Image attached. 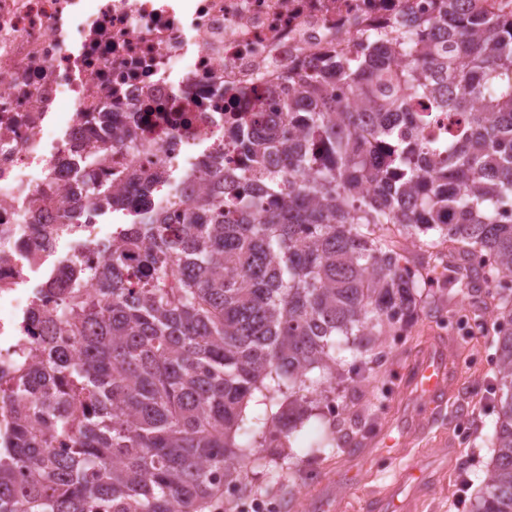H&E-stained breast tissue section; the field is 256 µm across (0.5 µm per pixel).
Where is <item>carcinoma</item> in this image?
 I'll return each instance as SVG.
<instances>
[{
    "mask_svg": "<svg viewBox=\"0 0 512 512\" xmlns=\"http://www.w3.org/2000/svg\"><path fill=\"white\" fill-rule=\"evenodd\" d=\"M481 2L443 0L394 47L288 77L295 95L228 130L246 163L215 167L206 192L182 198L164 172L142 185L171 198L128 224L127 249L150 242L141 267L115 250L73 274L35 316L40 365L0 389L17 414L0 512H207L241 483L253 393L288 394L264 437L283 447L311 396L329 399L336 336L407 335L437 310L418 271L439 267L448 295L497 311L484 331L501 395L472 512H512V15ZM84 191L128 210L108 183Z\"/></svg>",
    "mask_w": 512,
    "mask_h": 512,
    "instance_id": "1",
    "label": "carcinoma"
}]
</instances>
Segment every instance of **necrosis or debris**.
Listing matches in <instances>:
<instances>
[{
  "instance_id": "obj_1",
  "label": "necrosis or debris",
  "mask_w": 512,
  "mask_h": 512,
  "mask_svg": "<svg viewBox=\"0 0 512 512\" xmlns=\"http://www.w3.org/2000/svg\"><path fill=\"white\" fill-rule=\"evenodd\" d=\"M440 0H0V373L31 369L32 318L72 271L123 244L84 184L109 182L138 211L141 175L207 156L233 118L272 111L291 75L436 15ZM112 152L102 145L112 142ZM78 223H68V215Z\"/></svg>"
}]
</instances>
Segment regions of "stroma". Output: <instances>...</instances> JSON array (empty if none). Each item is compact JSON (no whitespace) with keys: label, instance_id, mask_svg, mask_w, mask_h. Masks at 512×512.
Masks as SVG:
<instances>
[{"label":"stroma","instance_id":"stroma-1","mask_svg":"<svg viewBox=\"0 0 512 512\" xmlns=\"http://www.w3.org/2000/svg\"><path fill=\"white\" fill-rule=\"evenodd\" d=\"M370 354L380 356L376 376L354 380L351 369L359 354L340 352L332 382L336 415L321 405L301 416L286 445L288 460L274 449L253 448L247 477L224 505L244 508L271 500L278 512H375L380 499L395 501L397 512H470L493 454L490 440L499 398L492 336L472 326L453 336L439 315L420 311L406 340L363 339ZM442 347L456 370L444 401L425 406L411 385L417 355ZM361 419L373 427L360 444L326 449L334 420ZM475 419L477 428L464 446H456L458 422ZM397 441L385 447L382 435Z\"/></svg>","mask_w":512,"mask_h":512}]
</instances>
